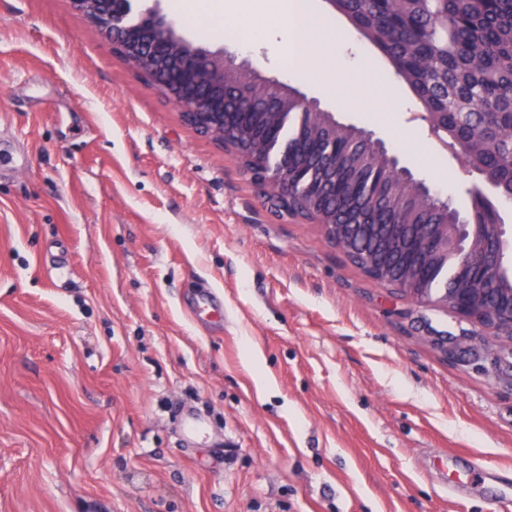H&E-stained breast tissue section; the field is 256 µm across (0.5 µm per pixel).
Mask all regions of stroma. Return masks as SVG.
Listing matches in <instances>:
<instances>
[{"instance_id": "35a3bbf8", "label": "stroma", "mask_w": 512, "mask_h": 512, "mask_svg": "<svg viewBox=\"0 0 512 512\" xmlns=\"http://www.w3.org/2000/svg\"><path fill=\"white\" fill-rule=\"evenodd\" d=\"M317 2L332 78L297 90L467 211L419 100L382 54L341 67L365 38ZM175 30L281 76L276 31ZM498 471L511 340L271 212L71 0H0V512H502Z\"/></svg>"}]
</instances>
